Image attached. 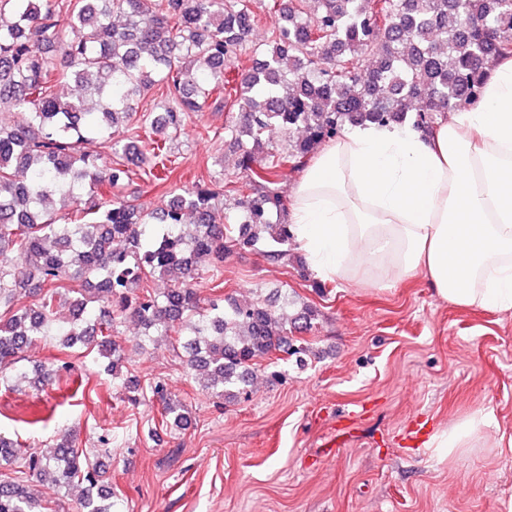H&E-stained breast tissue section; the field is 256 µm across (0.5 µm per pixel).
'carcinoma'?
<instances>
[{"label": "carcinoma", "mask_w": 512, "mask_h": 512, "mask_svg": "<svg viewBox=\"0 0 512 512\" xmlns=\"http://www.w3.org/2000/svg\"><path fill=\"white\" fill-rule=\"evenodd\" d=\"M299 0L277 10L272 40L241 80L231 61L255 16L250 0H0V116L6 106L21 122L0 121V385L29 380L19 363L35 339L61 349L90 347L112 359L117 377L119 329L139 326L137 345L168 342L188 377L226 403L248 394L265 359L308 352L292 334L311 327L313 311L288 314V297L239 301L218 295L203 304L193 284L200 259L217 262L236 249H263L272 264L290 258L277 169L305 166L314 146L348 126H413L428 132L435 116L453 115L481 96L490 67L512 58V0ZM79 97L61 89L70 84ZM161 91V111L144 108ZM242 119L224 127L239 149L241 185L224 179L174 193L155 216L117 195L100 201L94 189L118 188L145 171L146 154L166 168V143L190 114L223 104L227 94ZM301 129L286 154L268 147L272 128ZM146 129L149 152L135 144ZM114 142L115 160L91 150ZM239 194L234 224L216 219L217 201ZM165 278L170 288L150 285ZM71 293L72 320L57 317ZM32 298L21 303L22 295ZM104 306L98 308L96 304ZM74 366L57 358L48 377ZM130 403L158 401V426L180 431L186 404L153 378L128 376L118 385ZM0 460L17 464L0 479V512H55L33 486L81 488L80 512H120L106 472L64 433L43 456L0 435Z\"/></svg>", "instance_id": "obj_1"}]
</instances>
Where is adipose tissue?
Listing matches in <instances>:
<instances>
[{
    "instance_id": "1",
    "label": "adipose tissue",
    "mask_w": 512,
    "mask_h": 512,
    "mask_svg": "<svg viewBox=\"0 0 512 512\" xmlns=\"http://www.w3.org/2000/svg\"><path fill=\"white\" fill-rule=\"evenodd\" d=\"M291 198L293 242L318 279L379 265L393 283L423 275L450 304L512 310V60L493 68L476 106L429 135L344 131ZM488 425L466 417L432 445L458 459Z\"/></svg>"
}]
</instances>
